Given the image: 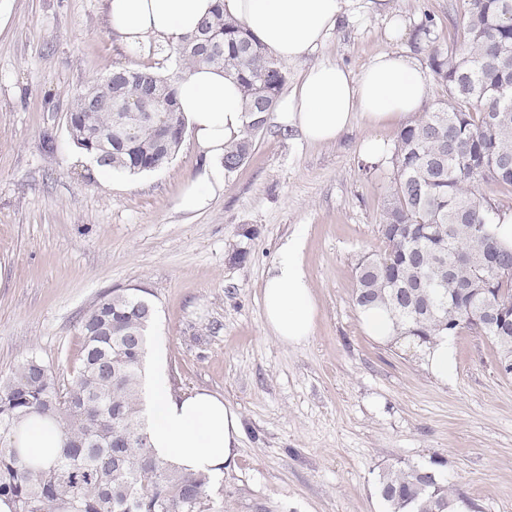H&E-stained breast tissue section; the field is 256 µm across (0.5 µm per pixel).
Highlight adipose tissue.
<instances>
[{
  "instance_id": "ef3b65f1",
  "label": "adipose tissue",
  "mask_w": 512,
  "mask_h": 512,
  "mask_svg": "<svg viewBox=\"0 0 512 512\" xmlns=\"http://www.w3.org/2000/svg\"><path fill=\"white\" fill-rule=\"evenodd\" d=\"M356 0H224L226 15L240 20L279 61L313 55L352 12ZM214 0H105L108 25L126 53L177 45L207 14ZM427 96L417 61L391 50L354 71L329 61L307 68L283 104L284 123L310 143L336 141L362 117L377 126L417 113ZM177 102L197 149L205 157L183 190L184 208L198 210L224 187L219 173L224 147L243 129L242 94L223 72L203 67L177 88ZM265 323L286 346L307 342L315 330L317 304L295 239L280 245L262 289ZM148 394L143 414L154 453L185 471L221 476L237 456L244 424L237 407L206 390L172 394L164 359H147Z\"/></svg>"
}]
</instances>
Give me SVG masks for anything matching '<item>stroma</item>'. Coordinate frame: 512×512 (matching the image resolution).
Segmentation results:
<instances>
[{"label": "stroma", "mask_w": 512, "mask_h": 512, "mask_svg": "<svg viewBox=\"0 0 512 512\" xmlns=\"http://www.w3.org/2000/svg\"><path fill=\"white\" fill-rule=\"evenodd\" d=\"M391 2L387 15L356 10L313 61L357 70L398 50L427 69L461 34L466 0ZM141 63L116 45L103 0H0V377L34 355L69 379L79 318L106 291L140 289L172 392L209 390L243 418L213 486L218 512H383L379 473L435 457L475 512H512V378L490 343L454 336L442 383L413 349L366 336L352 301L359 259L383 247L388 169L381 158L364 171L358 147L370 134L393 145L399 124L358 118L335 143L312 144L271 112L222 192L187 211L182 190L203 165L190 141L164 169L109 179L65 131L77 91ZM292 237L318 306L297 347L273 337L261 297Z\"/></svg>", "instance_id": "obj_1"}]
</instances>
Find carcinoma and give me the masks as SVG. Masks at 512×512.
<instances>
[{"label":"carcinoma","instance_id":"obj_1","mask_svg":"<svg viewBox=\"0 0 512 512\" xmlns=\"http://www.w3.org/2000/svg\"><path fill=\"white\" fill-rule=\"evenodd\" d=\"M512 0H467L463 35L429 57L448 90L404 125L391 150L378 233L384 250L362 256L353 300L359 310L385 308L398 335L422 344L463 331L485 337L499 372L512 377V243L494 232L512 201V25L502 22ZM170 75L150 67L112 71L119 97L135 98L162 85L152 105L162 120L125 116L135 137L112 151L104 166L132 175L166 167L181 146L162 142L163 127L185 126L176 84L193 68H220L243 92L246 121L224 150V171L251 155L267 116L279 105L286 72L238 20L217 4L196 32L168 49ZM104 79L71 100L67 132L92 154L114 125L115 113L89 102ZM152 302L137 292L104 293L80 319L81 364L60 383L41 359H25L0 380V500L11 512H213L210 479L158 458L142 416L143 378ZM46 420L60 435L43 461L19 446L22 428ZM444 460L398 462L379 474L387 512H452L470 508L454 493Z\"/></svg>","mask_w":512,"mask_h":512}]
</instances>
